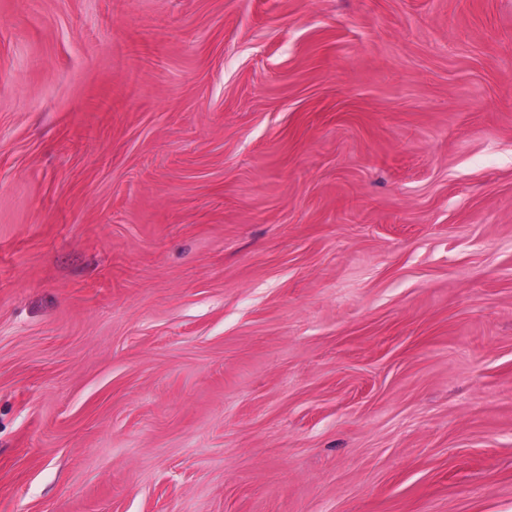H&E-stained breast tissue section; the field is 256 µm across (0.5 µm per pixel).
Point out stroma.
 Here are the masks:
<instances>
[{
    "label": "stroma",
    "mask_w": 512,
    "mask_h": 512,
    "mask_svg": "<svg viewBox=\"0 0 512 512\" xmlns=\"http://www.w3.org/2000/svg\"><path fill=\"white\" fill-rule=\"evenodd\" d=\"M0 512H512V0H0Z\"/></svg>",
    "instance_id": "stroma-1"
}]
</instances>
